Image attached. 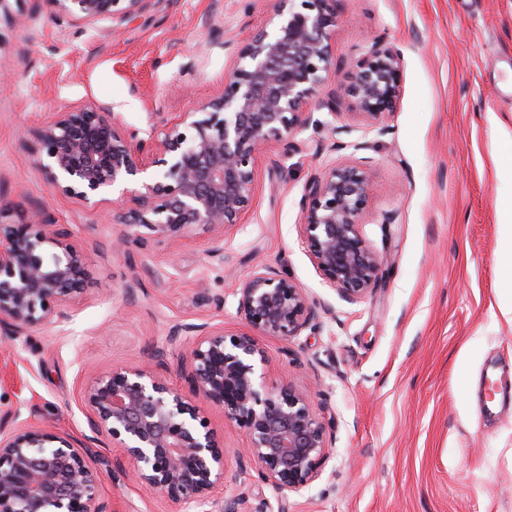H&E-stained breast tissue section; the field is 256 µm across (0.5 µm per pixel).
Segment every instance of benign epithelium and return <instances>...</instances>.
<instances>
[{"label": "benign epithelium", "mask_w": 512, "mask_h": 512, "mask_svg": "<svg viewBox=\"0 0 512 512\" xmlns=\"http://www.w3.org/2000/svg\"><path fill=\"white\" fill-rule=\"evenodd\" d=\"M53 10L84 23L125 21L149 0H46ZM341 0H275L272 31L261 29L236 49L239 63L220 95L184 112L163 132L147 136L118 113L91 103L59 112L38 130L37 165L53 193L86 203L151 168L158 174L115 200L112 223L122 225L112 248L140 243L143 226L175 242L210 232L211 256L252 205L265 146L283 153L293 138L324 123L313 107L335 73L331 34ZM403 56L375 41L346 64L345 94L371 123L393 111L400 97ZM366 166L329 168L305 185L303 238L324 284L345 302L364 299L376 286L381 260L361 216L368 203ZM64 224L42 220L0 224V323L15 335L70 319L87 278L82 250ZM246 331L228 334L180 324L169 340L189 343L172 361L155 347L147 361L108 371L84 391L93 432L123 449L137 482L188 512L211 504L224 482V448L199 407L159 371L185 378L193 393L224 410L242 427V456L257 477L277 491L298 493L318 480L330 458L334 413L314 407L301 383L267 389L257 365L267 362L258 336L288 340L317 328V303L277 268L263 262L236 290ZM100 475L81 442L50 429L19 427L0 435V512H109Z\"/></svg>", "instance_id": "benign-epithelium-1"}]
</instances>
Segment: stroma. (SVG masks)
I'll list each match as a JSON object with an SVG mask.
<instances>
[{"instance_id":"obj_1","label":"stroma","mask_w":512,"mask_h":512,"mask_svg":"<svg viewBox=\"0 0 512 512\" xmlns=\"http://www.w3.org/2000/svg\"><path fill=\"white\" fill-rule=\"evenodd\" d=\"M274 0H151L138 17L87 26L46 0H0V222L33 216L68 225L88 266L71 318L10 338L0 327V434L49 427L84 441L92 432L81 400L110 369L140 363L178 324L242 331L236 290L257 261L286 271L323 308L315 332L259 337L276 387L294 380L313 405L335 413V442L322 476L298 493L258 483L242 465L246 433L222 409L201 410L224 440V483L249 512H512V400L481 410L486 374L512 375V0H343L333 32L337 64L381 39L403 55L397 109L363 124L329 78L338 115L315 111L321 129L264 158L253 205L224 235L175 243L140 227V242L112 249V194L91 203L51 192L35 162V130L56 113L108 105L147 130L219 96L235 48L268 26ZM367 164L363 229L382 259L376 288L350 304L324 285L303 242L307 181L331 166ZM393 223H383L385 214ZM224 298L216 309L202 289ZM100 494L110 512H173L131 469L122 449L94 444Z\"/></svg>"}]
</instances>
